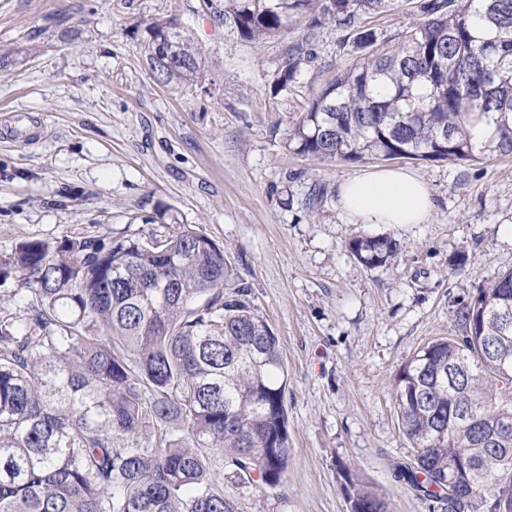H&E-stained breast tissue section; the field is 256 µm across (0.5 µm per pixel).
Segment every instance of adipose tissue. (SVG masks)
<instances>
[{
    "label": "adipose tissue",
    "instance_id": "1",
    "mask_svg": "<svg viewBox=\"0 0 512 512\" xmlns=\"http://www.w3.org/2000/svg\"><path fill=\"white\" fill-rule=\"evenodd\" d=\"M345 213L359 224H423L434 202L423 181L402 168L345 180L339 188Z\"/></svg>",
    "mask_w": 512,
    "mask_h": 512
}]
</instances>
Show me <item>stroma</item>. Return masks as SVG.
Instances as JSON below:
<instances>
[{
    "label": "stroma",
    "mask_w": 512,
    "mask_h": 512,
    "mask_svg": "<svg viewBox=\"0 0 512 512\" xmlns=\"http://www.w3.org/2000/svg\"><path fill=\"white\" fill-rule=\"evenodd\" d=\"M420 2L360 23L393 39L421 21ZM161 16L202 46L199 81L151 78L132 32ZM301 37L309 56L275 90L283 49ZM358 56L352 30L332 22L245 43L205 0H0V258L29 237L146 236L174 220L223 247L288 373L287 478L273 489L225 478L240 512H349L350 476L388 512H442L393 477L411 451L394 380L454 334L457 299L512 268V158L347 163L289 149L304 107ZM387 167L428 185L427 223L343 212L340 184ZM363 235L395 239V259L359 263L348 245Z\"/></svg>",
    "instance_id": "1"
}]
</instances>
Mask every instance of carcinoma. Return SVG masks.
<instances>
[{"mask_svg": "<svg viewBox=\"0 0 512 512\" xmlns=\"http://www.w3.org/2000/svg\"><path fill=\"white\" fill-rule=\"evenodd\" d=\"M393 0H206L254 44L299 19L352 28ZM423 22L392 45L362 29L365 50L313 98L288 147L328 161H477L512 155V0H422ZM307 38L283 50L275 87L291 83ZM164 84L193 82L203 50L177 17L143 30ZM387 236L349 252L369 268L395 258ZM17 287L4 288L10 274ZM232 281L221 249L192 224L105 240L84 233L18 242L0 259V512H239L237 480L275 488L291 448L279 343ZM512 269L453 310L456 333L401 368L395 402L412 452L395 478L445 512H512V373L476 357L480 337L512 359ZM467 408L486 438L457 418ZM350 512H387L349 481ZM493 489L486 497L487 489Z\"/></svg>", "mask_w": 512, "mask_h": 512, "instance_id": "carcinoma-1", "label": "carcinoma"}]
</instances>
